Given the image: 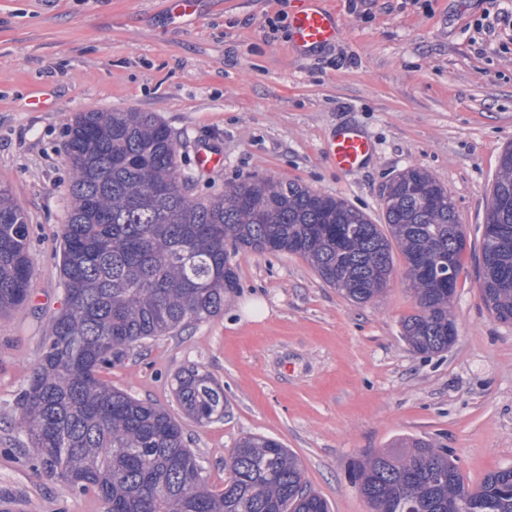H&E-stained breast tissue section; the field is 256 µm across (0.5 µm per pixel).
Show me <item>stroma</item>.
<instances>
[{
  "instance_id": "35a3bbf8",
  "label": "stroma",
  "mask_w": 512,
  "mask_h": 512,
  "mask_svg": "<svg viewBox=\"0 0 512 512\" xmlns=\"http://www.w3.org/2000/svg\"><path fill=\"white\" fill-rule=\"evenodd\" d=\"M0 0V185L28 215L34 279L0 315V512H107L94 493L46 477L15 426L17 401L64 306L57 250L69 202L66 128L78 112L155 113L173 132L194 198L247 178L297 182L345 200L374 223L384 185L410 168L450 193L468 246L448 350L421 354L402 336L416 301L396 277L357 305L303 257L239 253L223 314L149 342L103 379L180 419L204 476L224 486L243 435L279 440L331 512H370L357 461L402 438L447 448L469 483L512 467V323L481 299L482 227L512 143V0H331L342 32L307 54L291 48L299 0ZM44 107H33L35 99ZM354 126L374 153L338 172L327 147ZM224 155L200 172L197 151ZM266 313L244 315L249 301ZM195 366L224 387L223 419L184 417L175 374Z\"/></svg>"
}]
</instances>
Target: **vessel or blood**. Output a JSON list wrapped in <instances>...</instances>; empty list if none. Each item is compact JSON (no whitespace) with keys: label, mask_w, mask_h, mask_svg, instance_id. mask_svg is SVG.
Wrapping results in <instances>:
<instances>
[{"label":"vessel or blood","mask_w":512,"mask_h":512,"mask_svg":"<svg viewBox=\"0 0 512 512\" xmlns=\"http://www.w3.org/2000/svg\"><path fill=\"white\" fill-rule=\"evenodd\" d=\"M291 47L304 53L334 42L340 34V23L328 7L327 0H301L290 17ZM374 145L360 129H339L329 145V157L338 171L359 169L372 155Z\"/></svg>","instance_id":"b4317fda"}]
</instances>
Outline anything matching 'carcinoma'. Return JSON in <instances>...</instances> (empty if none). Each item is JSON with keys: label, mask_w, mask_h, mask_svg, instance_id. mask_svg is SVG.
<instances>
[{"label": "carcinoma", "mask_w": 512, "mask_h": 512, "mask_svg": "<svg viewBox=\"0 0 512 512\" xmlns=\"http://www.w3.org/2000/svg\"><path fill=\"white\" fill-rule=\"evenodd\" d=\"M64 150L72 173L60 254L65 309L18 401V428L43 473L99 495L107 512H328L299 459L261 435L237 440L224 458V489L213 490L181 422L100 374L146 340L220 315L238 287L241 251L306 257L325 283L366 304L383 292L396 246L417 305L401 321L403 338L423 354L448 349L456 287L432 265L449 250L461 263L467 242L447 189L425 171H404L383 200L382 225L296 182L248 178L193 200L182 192L177 145L153 112H78ZM485 224L493 237L482 300L511 323L512 144ZM33 277L27 216L0 186V314L26 301ZM174 381L187 417H224V388L210 373L187 368ZM355 473L371 512H448L466 494L463 512H512V467L472 487L447 450L420 439L358 461Z\"/></svg>", "instance_id": "carcinoma-1"}]
</instances>
